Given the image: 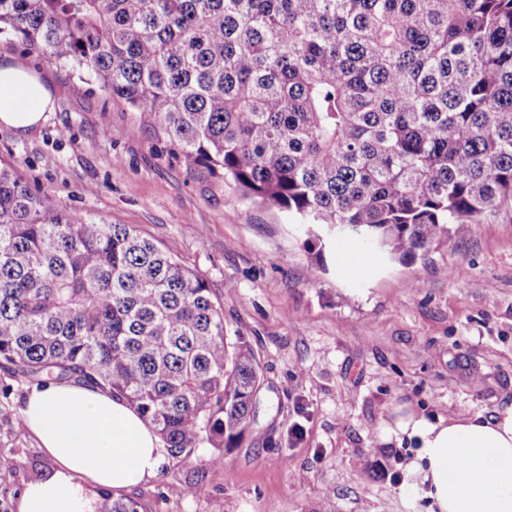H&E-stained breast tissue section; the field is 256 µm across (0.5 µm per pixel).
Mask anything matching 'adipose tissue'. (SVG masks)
<instances>
[{"label":"adipose tissue","instance_id":"obj_1","mask_svg":"<svg viewBox=\"0 0 512 512\" xmlns=\"http://www.w3.org/2000/svg\"><path fill=\"white\" fill-rule=\"evenodd\" d=\"M50 93L28 67L0 62V122L24 134L41 125ZM24 429L54 462L28 484L18 512H97L95 492L121 493L163 462L154 429L124 400L86 382H48L21 412ZM384 441L416 444L408 473L424 487L430 512H512V407L491 418L434 421L397 407Z\"/></svg>","mask_w":512,"mask_h":512}]
</instances>
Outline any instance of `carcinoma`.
<instances>
[{
    "instance_id": "1",
    "label": "carcinoma",
    "mask_w": 512,
    "mask_h": 512,
    "mask_svg": "<svg viewBox=\"0 0 512 512\" xmlns=\"http://www.w3.org/2000/svg\"><path fill=\"white\" fill-rule=\"evenodd\" d=\"M148 112L189 168L320 244L411 261L512 200V0H0V34ZM0 366L118 395L216 463L260 363L207 281L0 166ZM100 512H138L131 498Z\"/></svg>"
}]
</instances>
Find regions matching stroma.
<instances>
[{"mask_svg":"<svg viewBox=\"0 0 512 512\" xmlns=\"http://www.w3.org/2000/svg\"><path fill=\"white\" fill-rule=\"evenodd\" d=\"M55 108L25 135L0 125V163L72 214L127 224L205 278L262 367L254 420L210 466V449L165 457L128 490L139 512H427L405 473L412 451L380 438L396 406L430 419L512 406V201L471 225L457 251L411 262L362 240L312 247L283 209L189 170L155 117L70 67L0 36ZM66 137H59V130ZM0 502L17 512L53 460L17 426L33 389L0 368Z\"/></svg>","mask_w":512,"mask_h":512,"instance_id":"obj_1","label":"stroma"}]
</instances>
